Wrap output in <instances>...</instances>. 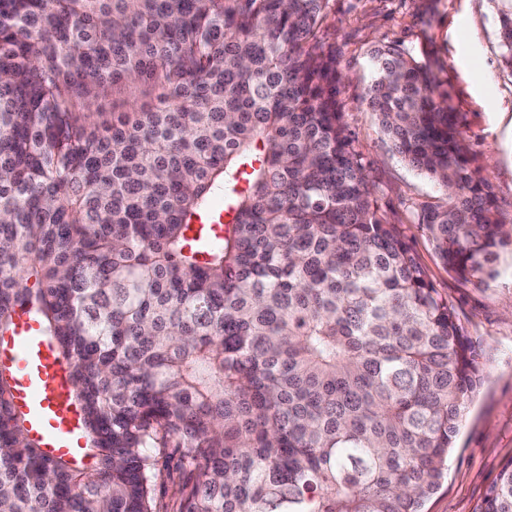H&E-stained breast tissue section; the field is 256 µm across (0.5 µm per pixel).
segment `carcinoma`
<instances>
[{"mask_svg": "<svg viewBox=\"0 0 512 512\" xmlns=\"http://www.w3.org/2000/svg\"><path fill=\"white\" fill-rule=\"evenodd\" d=\"M329 0H0V341L25 309L72 370L89 469L49 454L0 365V512H424L485 379L378 215L316 51ZM512 66V10L500 18ZM392 149L441 189L448 271L512 228L413 56H370ZM112 99V111L98 101ZM480 512H512V459ZM159 467L163 471V477L161 483L158 486V496L163 500L164 503L168 504V510H172V482L185 479L189 476L188 470L177 469V457H172L165 466V459H161Z\"/></svg>", "mask_w": 512, "mask_h": 512, "instance_id": "carcinoma-1", "label": "carcinoma"}]
</instances>
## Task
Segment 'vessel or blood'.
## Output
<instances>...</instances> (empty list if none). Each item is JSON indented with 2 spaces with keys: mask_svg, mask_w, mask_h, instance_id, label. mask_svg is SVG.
Here are the masks:
<instances>
[{
  "mask_svg": "<svg viewBox=\"0 0 512 512\" xmlns=\"http://www.w3.org/2000/svg\"><path fill=\"white\" fill-rule=\"evenodd\" d=\"M16 322V335L0 343V363L18 374L14 402L20 412L32 414V435L60 448L62 437L73 436L78 425L69 399L70 369L42 344L26 311L17 312Z\"/></svg>",
  "mask_w": 512,
  "mask_h": 512,
  "instance_id": "1",
  "label": "vessel or blood"
}]
</instances>
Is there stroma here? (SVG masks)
<instances>
[{
    "label": "stroma",
    "instance_id": "35a3bbf8",
    "mask_svg": "<svg viewBox=\"0 0 512 512\" xmlns=\"http://www.w3.org/2000/svg\"><path fill=\"white\" fill-rule=\"evenodd\" d=\"M512 0H330L318 40L340 79L348 134L381 215L401 231L439 293L454 305L479 348L485 380L464 413L448 456V479L424 512H480L488 487L512 460V244L499 251L498 275L476 288L448 274L416 223L421 208L442 204L438 185L404 162L383 138L363 99L371 49L409 52L442 82L463 121L475 166L488 180L498 215L512 225V69L502 59L498 16Z\"/></svg>",
    "mask_w": 512,
    "mask_h": 512
}]
</instances>
